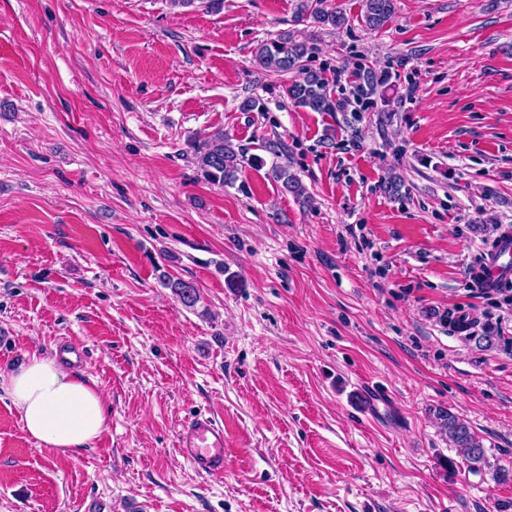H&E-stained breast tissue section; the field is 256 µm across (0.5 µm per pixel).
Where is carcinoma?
I'll use <instances>...</instances> for the list:
<instances>
[{"instance_id":"1","label":"carcinoma","mask_w":512,"mask_h":512,"mask_svg":"<svg viewBox=\"0 0 512 512\" xmlns=\"http://www.w3.org/2000/svg\"><path fill=\"white\" fill-rule=\"evenodd\" d=\"M395 10L396 0H361L360 18L367 29L375 31L390 21ZM294 22L307 28L341 29L348 25L349 19L342 11L330 7L327 0H297ZM311 40V35L300 39L293 32H284L260 43L256 48L255 61L265 71L291 75L288 83L283 86V93L293 106L312 112H334L339 102L332 98L324 70H315L306 65V59L312 51ZM357 78L361 93L366 97L374 95L388 83L386 73L378 72L370 66H357ZM192 148L197 167L205 180L231 187L236 184L246 161V153L233 145L224 136V131L219 129L194 140ZM271 177L301 199L302 204L310 202V196L298 178L287 168L273 167ZM168 286L186 308H195L201 300L198 289L191 282L171 280ZM439 419L442 433L457 449L464 464L470 469H481L487 461L486 450L471 428L448 411L439 412Z\"/></svg>"}]
</instances>
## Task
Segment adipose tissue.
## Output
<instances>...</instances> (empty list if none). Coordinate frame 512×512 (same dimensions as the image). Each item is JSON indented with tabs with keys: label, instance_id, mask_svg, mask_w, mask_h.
<instances>
[{
	"label": "adipose tissue",
	"instance_id": "ef3b65f1",
	"mask_svg": "<svg viewBox=\"0 0 512 512\" xmlns=\"http://www.w3.org/2000/svg\"><path fill=\"white\" fill-rule=\"evenodd\" d=\"M0 384L8 389L26 432L39 445L72 452L104 428L100 392L72 376L57 358L32 355L24 366L0 376Z\"/></svg>",
	"mask_w": 512,
	"mask_h": 512
}]
</instances>
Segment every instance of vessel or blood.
<instances>
[{
  "instance_id": "1",
  "label": "vessel or blood",
  "mask_w": 512,
  "mask_h": 512,
  "mask_svg": "<svg viewBox=\"0 0 512 512\" xmlns=\"http://www.w3.org/2000/svg\"><path fill=\"white\" fill-rule=\"evenodd\" d=\"M512 260V231L505 232L485 254L481 280L485 287H496L505 280V265ZM182 457L198 473L220 474L224 471V428L212 418L197 415L186 421L178 435Z\"/></svg>"
}]
</instances>
